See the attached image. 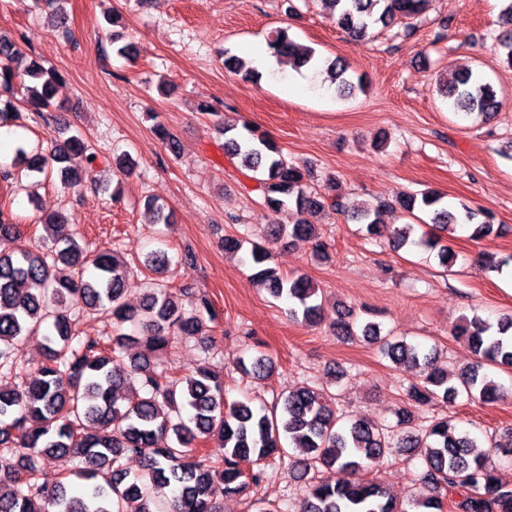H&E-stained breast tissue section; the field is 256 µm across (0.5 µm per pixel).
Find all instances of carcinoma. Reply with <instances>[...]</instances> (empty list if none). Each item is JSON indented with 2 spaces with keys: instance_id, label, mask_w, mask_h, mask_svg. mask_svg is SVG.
Returning <instances> with one entry per match:
<instances>
[{
  "instance_id": "1",
  "label": "carcinoma",
  "mask_w": 512,
  "mask_h": 512,
  "mask_svg": "<svg viewBox=\"0 0 512 512\" xmlns=\"http://www.w3.org/2000/svg\"><path fill=\"white\" fill-rule=\"evenodd\" d=\"M323 2L338 27L363 42L378 25L388 28L419 16L426 0ZM494 41L512 68V0H504L501 30ZM267 46L281 65L326 67L341 96L358 89L345 60L322 59L312 49L300 50L284 28L269 32ZM224 64L246 80L260 75L228 51ZM58 79L55 70L24 61L17 42L0 35L1 91L21 86L27 109L46 120ZM439 93L467 115L489 117L501 105L493 86L469 70L455 74ZM223 131L224 151L253 173L261 204L275 216L290 211L296 215L292 224L267 225L266 240L302 239L311 243L315 258H327L329 243L308 217L342 210L336 178H326L320 192L309 191L304 171L286 160L267 133L249 123L240 129L226 123ZM81 155L84 168L73 165ZM95 160L96 154L77 133L56 145L49 156L28 158L27 170L47 173L56 164L61 181L72 184L93 171ZM398 203L410 214H429L430 224L443 232L466 226L476 240L496 233L488 213L465 202L452 207L433 190L407 193ZM356 219L370 236L395 248L410 245L435 251L443 265L455 258L447 238L423 234L413 239L412 225L382 223L378 207H363ZM69 220L64 212L41 216L45 236L33 243L25 239L12 215L0 211V237L17 241L13 252L0 254V371L16 370L18 342L35 339L42 350L34 374L0 386V512H221L220 499L244 496L263 482L264 461L287 456L284 437L304 449L288 467L293 478L304 482L301 512H443L447 501L453 502L456 512H512V483L487 465L486 455L474 453L481 447L478 439L446 417L415 428L412 411L461 395L483 403L505 398L512 390L489 377L484 367L512 369L511 315L495 325L477 314L463 316L452 326L451 336L464 341L476 356L453 383L434 367L432 352L420 344L383 335L376 322L356 326L352 309L334 319L330 327L339 335L376 344L392 363L418 372L420 380L406 389L408 406L399 410L396 426L389 429L338 415L334 397L309 386L288 392L269 408L248 401L229 403L220 375L206 364L178 375L158 369V361L178 339L211 338L215 314L210 301L203 296L188 310L180 298L187 289L177 293L162 284L147 289L140 309L127 307L123 298L128 264L115 251L74 236L54 238V227ZM250 256L252 279L272 297L288 301L292 316L309 325L325 319L311 279L281 274L269 264V249L260 242L252 243ZM479 262L501 274L512 268V254L493 260L483 253ZM60 264L74 275L56 276L53 269ZM169 265L161 251L144 260L145 269L155 275L164 274ZM80 313L106 317L111 334L81 335ZM135 348L148 355L131 356L126 371H113V360ZM237 368L261 379L270 374L273 363L258 350L240 359ZM404 452L420 460L426 496L400 499L383 483L355 478L370 465ZM57 453L77 458L73 475L90 483L85 493L73 494L68 476H51L39 467L40 456ZM130 457L142 461L141 471L133 475L124 465ZM165 487L172 488V495L160 503L156 490Z\"/></svg>"
}]
</instances>
